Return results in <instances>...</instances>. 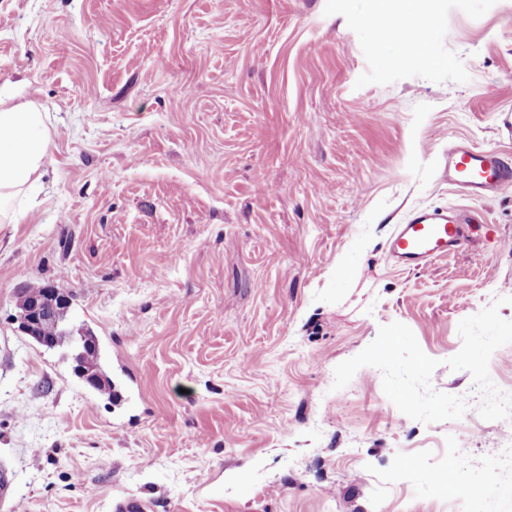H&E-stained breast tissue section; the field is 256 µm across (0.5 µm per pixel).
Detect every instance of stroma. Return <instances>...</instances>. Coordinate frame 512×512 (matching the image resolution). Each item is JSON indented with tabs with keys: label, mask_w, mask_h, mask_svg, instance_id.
Wrapping results in <instances>:
<instances>
[{
	"label": "stroma",
	"mask_w": 512,
	"mask_h": 512,
	"mask_svg": "<svg viewBox=\"0 0 512 512\" xmlns=\"http://www.w3.org/2000/svg\"><path fill=\"white\" fill-rule=\"evenodd\" d=\"M508 30L512 0H0V82L51 121L0 225V512H458L512 445V193L437 161H512ZM426 206L470 244L400 267ZM29 283L70 292L122 401L17 331ZM440 172L442 178L468 198H493L512 191V165L492 149L477 150L449 141Z\"/></svg>",
	"instance_id": "35a3bbf8"
}]
</instances>
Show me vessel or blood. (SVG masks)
<instances>
[{
  "instance_id": "b4317fda",
  "label": "vessel or blood",
  "mask_w": 512,
  "mask_h": 512,
  "mask_svg": "<svg viewBox=\"0 0 512 512\" xmlns=\"http://www.w3.org/2000/svg\"><path fill=\"white\" fill-rule=\"evenodd\" d=\"M442 178L472 199L493 198L512 192V163L492 149L478 150L449 142L440 162ZM471 215L445 207L413 210L398 225L389 241V253L406 268H422L466 246L464 226Z\"/></svg>"
}]
</instances>
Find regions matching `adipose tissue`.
I'll list each match as a JSON object with an SVG mask.
<instances>
[{
	"label": "adipose tissue",
	"instance_id": "1",
	"mask_svg": "<svg viewBox=\"0 0 512 512\" xmlns=\"http://www.w3.org/2000/svg\"><path fill=\"white\" fill-rule=\"evenodd\" d=\"M49 116L31 102L0 94V224L16 223L47 165Z\"/></svg>",
	"mask_w": 512,
	"mask_h": 512
}]
</instances>
